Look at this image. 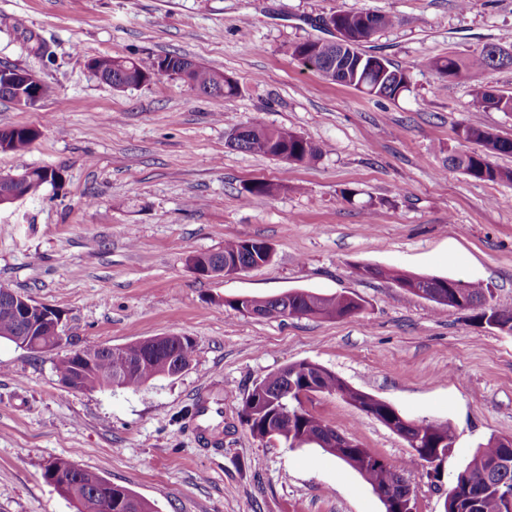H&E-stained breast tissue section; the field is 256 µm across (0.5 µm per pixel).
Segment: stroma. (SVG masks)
Returning a JSON list of instances; mask_svg holds the SVG:
<instances>
[{
    "label": "stroma",
    "mask_w": 512,
    "mask_h": 512,
    "mask_svg": "<svg viewBox=\"0 0 512 512\" xmlns=\"http://www.w3.org/2000/svg\"><path fill=\"white\" fill-rule=\"evenodd\" d=\"M395 18L371 47L405 68L411 90L376 98L324 79L292 54L332 40L339 11ZM488 43L512 46V0H0V65L48 86L36 105L0 99V128L38 129L0 174L57 170L37 196L0 209V285L54 308L63 341L32 353L0 340V512H77L44 477L54 458L132 490L157 512H385L371 485L321 448L254 438L241 422L260 379L315 362L405 418L449 424L429 478L408 443L335 394L307 409L393 467L416 512H443L456 475L490 437H512V336L461 311L361 276L379 266L489 286L512 310V183L446 167L476 119L512 138V112L485 110L465 81L427 67ZM47 45L49 55L39 52ZM178 52L232 76L237 95L200 94L153 73ZM131 58L150 81L118 90L91 59ZM287 127L321 158L283 166L228 144L235 125ZM258 181L274 197L249 194ZM260 239L271 261L202 276L191 255ZM292 288L346 293L360 314L256 319L241 297ZM190 337V366L136 390L74 391L54 364L100 344ZM224 404V443L199 440L187 411L200 392Z\"/></svg>",
    "instance_id": "1"
}]
</instances>
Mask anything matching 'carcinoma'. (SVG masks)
Returning <instances> with one entry per match:
<instances>
[{
	"instance_id": "carcinoma-1",
	"label": "carcinoma",
	"mask_w": 512,
	"mask_h": 512,
	"mask_svg": "<svg viewBox=\"0 0 512 512\" xmlns=\"http://www.w3.org/2000/svg\"><path fill=\"white\" fill-rule=\"evenodd\" d=\"M326 24L332 25L354 38H367L392 28V16L365 11H350L332 14ZM293 55L302 60L310 70L325 79L361 90L370 96L397 99L410 91V76L406 70L392 65L384 59L371 55L347 52L341 54L331 43L304 41L294 46ZM188 63L184 55L168 54L156 62V67L169 76H181ZM426 65L451 80L471 82L474 99L486 110L512 112V95L493 94L491 87L483 84L479 77L493 69L504 67L496 59V45L488 44L466 60L456 57L432 58ZM94 73L114 77L126 83V87H138L151 78L133 60L120 55H107L91 60ZM190 79L194 89L209 96L231 97L238 94L237 82L229 75L197 65ZM39 136V131L27 127L0 129V148L5 152L22 154ZM458 137L479 146L472 151H455L448 155V164L462 170L469 177L481 181L512 182V169L495 164L493 158L512 155V138L491 132L478 121L470 122L459 130ZM288 150L294 156V163L308 164L317 161L322 152L313 142L295 131L281 127L256 126L247 130L237 141L236 149L274 157L278 148ZM59 174L53 169L35 172L30 183L31 195L41 187L54 182ZM266 243L257 239H228L218 254L203 256L211 270L223 269L226 262L239 261L243 266H255L265 261ZM368 276L387 278L402 284L412 294L438 304L454 306L457 297L465 304L460 309L471 311L474 318L490 326L495 324L499 331L512 334V311L496 308L489 303L491 292L480 283H467L464 288L455 287L452 278L418 275L403 271H386L379 267L364 266ZM5 287L0 286V339L12 343L27 344L28 351H46L58 343V332L52 319H42L34 329L24 324L9 298L3 296ZM228 305L240 310L250 305L260 312L264 319L285 318L286 311L316 313L318 317L338 320L354 316L361 310V304L345 294L321 295L305 289L289 290L273 298L251 297L243 301H230ZM193 342L187 336H168L164 343L156 338L115 346L110 352L102 345L80 348L70 358L57 361L55 370L60 380L77 374L78 362L86 364L80 377L83 391H94L106 386L108 380L118 371H123L119 385L136 390L157 377L176 375V370L186 369L193 356ZM305 363L289 364L257 382L245 400L243 422L251 435L264 439L268 429H276L279 438L292 446L303 438L317 439L316 445L356 470L373 488L384 491L391 486L396 469L377 461V457L358 445L352 448L340 447L336 431L323 428V422L301 407L298 397L291 393V385L300 389L305 385L303 368ZM295 374V383L288 375ZM314 384L324 392L336 394L344 400L362 408L370 394L356 389L335 373L317 367L314 370ZM447 424L416 422L407 430L409 439L418 437L431 447V451L443 456L448 451ZM512 455V447L504 448L500 439L491 437L480 446L471 461L460 471L444 501V512H467L465 503L471 496L478 500L474 512H508L505 494L512 492V468L491 473L495 461L505 454ZM44 477L64 494L79 504L78 512H156L153 504L137 496L127 488L113 484L95 472L87 470L69 460L57 458L44 469Z\"/></svg>"
}]
</instances>
